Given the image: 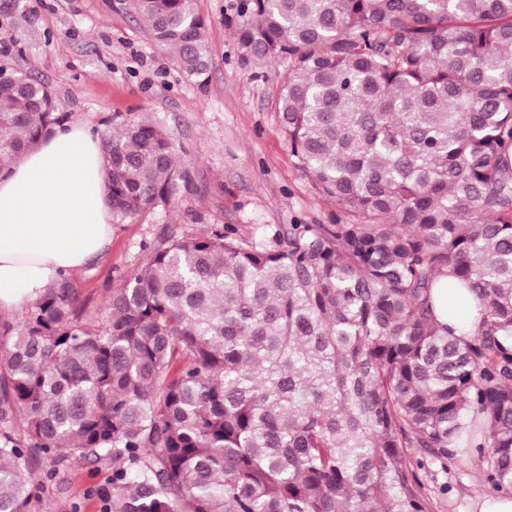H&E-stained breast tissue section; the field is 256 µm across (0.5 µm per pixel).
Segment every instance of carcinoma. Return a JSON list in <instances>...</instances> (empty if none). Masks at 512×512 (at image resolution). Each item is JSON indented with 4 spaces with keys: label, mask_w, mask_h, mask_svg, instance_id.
Returning a JSON list of instances; mask_svg holds the SVG:
<instances>
[{
    "label": "carcinoma",
    "mask_w": 512,
    "mask_h": 512,
    "mask_svg": "<svg viewBox=\"0 0 512 512\" xmlns=\"http://www.w3.org/2000/svg\"><path fill=\"white\" fill-rule=\"evenodd\" d=\"M210 70L194 0H133ZM242 58L288 63L278 112L334 224L163 235L97 324L60 277L0 317V512L83 460L105 512H432L421 461L512 493V0H244ZM0 69V174L65 126ZM101 134L112 220L166 202L171 137ZM477 304L455 329L439 295Z\"/></svg>",
    "instance_id": "obj_1"
}]
</instances>
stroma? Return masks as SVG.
<instances>
[{"label": "stroma", "instance_id": "35a3bbf8", "mask_svg": "<svg viewBox=\"0 0 512 512\" xmlns=\"http://www.w3.org/2000/svg\"><path fill=\"white\" fill-rule=\"evenodd\" d=\"M241 0H195L206 23L211 67L206 80L186 77L155 43L131 0H31L27 10L0 9L10 50L0 68L45 81L70 122L101 132L112 115L153 123L173 139L185 175L169 203L113 224L98 258L74 274L88 317L103 312L113 289L140 266L159 236L221 229L248 243L291 224H332L335 202L322 198L297 167L276 112L286 65L243 62L235 34ZM433 512H474L494 495L478 459L426 461ZM110 473L73 463L64 481L46 485L43 512H102L92 497Z\"/></svg>", "mask_w": 512, "mask_h": 512}]
</instances>
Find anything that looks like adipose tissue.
Masks as SVG:
<instances>
[{
    "label": "adipose tissue",
    "mask_w": 512,
    "mask_h": 512,
    "mask_svg": "<svg viewBox=\"0 0 512 512\" xmlns=\"http://www.w3.org/2000/svg\"><path fill=\"white\" fill-rule=\"evenodd\" d=\"M112 235L99 138L71 124L0 176V313L96 259Z\"/></svg>",
    "instance_id": "obj_1"
}]
</instances>
